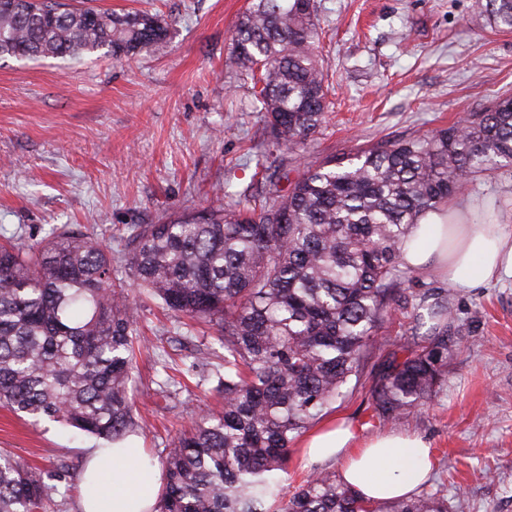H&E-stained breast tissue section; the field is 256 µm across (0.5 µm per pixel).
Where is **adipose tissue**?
<instances>
[{"instance_id": "1", "label": "adipose tissue", "mask_w": 512, "mask_h": 512, "mask_svg": "<svg viewBox=\"0 0 512 512\" xmlns=\"http://www.w3.org/2000/svg\"><path fill=\"white\" fill-rule=\"evenodd\" d=\"M401 259L413 270L445 277L451 287L480 288L512 277V230L469 223L463 209L450 205L443 213H427L412 227ZM302 457L309 463L340 461L341 479L374 504L414 494L428 480L433 462L430 444L422 437L388 432L361 440L344 419L313 431ZM86 475L111 499L112 512H155L160 469L135 440L93 449Z\"/></svg>"}]
</instances>
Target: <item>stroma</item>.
<instances>
[{
    "label": "stroma",
    "instance_id": "obj_1",
    "mask_svg": "<svg viewBox=\"0 0 512 512\" xmlns=\"http://www.w3.org/2000/svg\"><path fill=\"white\" fill-rule=\"evenodd\" d=\"M248 3L94 0L159 14L172 37L156 54L122 60L0 59V236L39 242L63 227L113 247L127 225L207 208L220 188L244 190L255 171L248 149L267 137L250 106V82L225 67ZM319 3V64L334 106L300 162L380 138L429 136L512 95V31L490 29L478 0ZM451 202L512 226V167L475 176ZM409 286L448 295L458 333L448 339L445 380L399 422L371 420L372 378L411 326V316L399 314L380 331L387 345L367 354L360 382L348 384L330 413L354 421L365 439L396 431L428 440L435 469L424 490L447 498L451 512H512V278L457 290L417 272ZM136 300V436L158 459L194 419L218 409L219 398L196 375L166 406L159 384L181 357L175 321L144 294ZM101 445L0 407V448L45 472L71 464L63 512H82V469Z\"/></svg>",
    "mask_w": 512,
    "mask_h": 512
}]
</instances>
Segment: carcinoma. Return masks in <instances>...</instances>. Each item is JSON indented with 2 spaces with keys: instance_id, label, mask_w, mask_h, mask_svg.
<instances>
[{
  "instance_id": "obj_1",
  "label": "carcinoma",
  "mask_w": 512,
  "mask_h": 512,
  "mask_svg": "<svg viewBox=\"0 0 512 512\" xmlns=\"http://www.w3.org/2000/svg\"><path fill=\"white\" fill-rule=\"evenodd\" d=\"M490 24L512 30V0H486ZM170 38L157 14L62 0H0V59L118 60ZM317 0H250L232 37L230 65L253 83L272 141L255 152L261 191L245 204L132 224L121 244L57 230L0 244V406L112 443L139 427L129 384L136 368V306L127 269L162 308L217 327L224 369L201 351L223 396L164 449L156 512H448L434 494L369 506L315 471L290 493L276 477L292 442L323 416L375 333L414 307L409 336L371 389L372 417L397 422L447 376L448 300L412 293L402 269L406 234L482 171L512 166V97L495 99L430 137L380 139L304 167L280 189L288 155L325 122ZM406 353L401 359L398 352ZM70 467L42 473L0 450V512H56Z\"/></svg>"
}]
</instances>
